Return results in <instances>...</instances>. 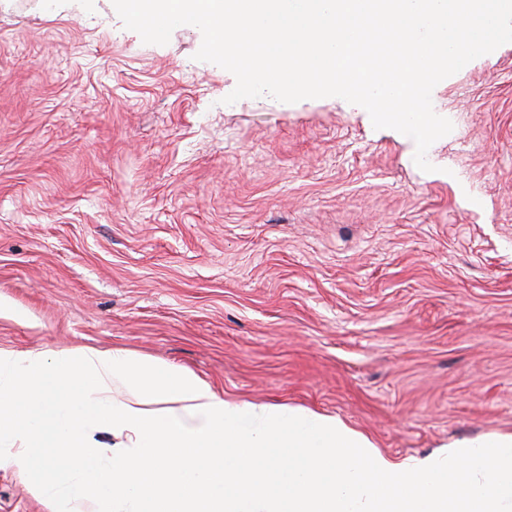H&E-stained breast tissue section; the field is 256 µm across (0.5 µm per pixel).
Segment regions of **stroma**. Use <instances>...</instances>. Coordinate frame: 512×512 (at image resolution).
Wrapping results in <instances>:
<instances>
[{
	"label": "stroma",
	"instance_id": "obj_1",
	"mask_svg": "<svg viewBox=\"0 0 512 512\" xmlns=\"http://www.w3.org/2000/svg\"><path fill=\"white\" fill-rule=\"evenodd\" d=\"M112 0H0V349H123L399 456L512 431V43L414 141L236 79ZM0 512H49L0 470Z\"/></svg>",
	"mask_w": 512,
	"mask_h": 512
}]
</instances>
